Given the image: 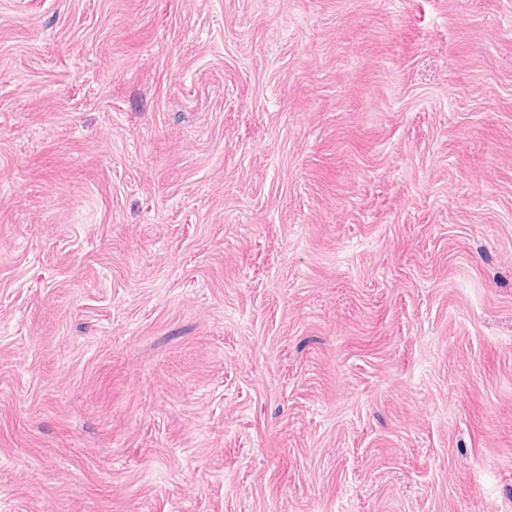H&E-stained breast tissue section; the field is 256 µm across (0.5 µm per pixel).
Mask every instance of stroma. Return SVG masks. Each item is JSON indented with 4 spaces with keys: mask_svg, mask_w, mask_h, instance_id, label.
I'll use <instances>...</instances> for the list:
<instances>
[{
    "mask_svg": "<svg viewBox=\"0 0 512 512\" xmlns=\"http://www.w3.org/2000/svg\"><path fill=\"white\" fill-rule=\"evenodd\" d=\"M0 512H512V0H0Z\"/></svg>",
    "mask_w": 512,
    "mask_h": 512,
    "instance_id": "35a3bbf8",
    "label": "stroma"
}]
</instances>
